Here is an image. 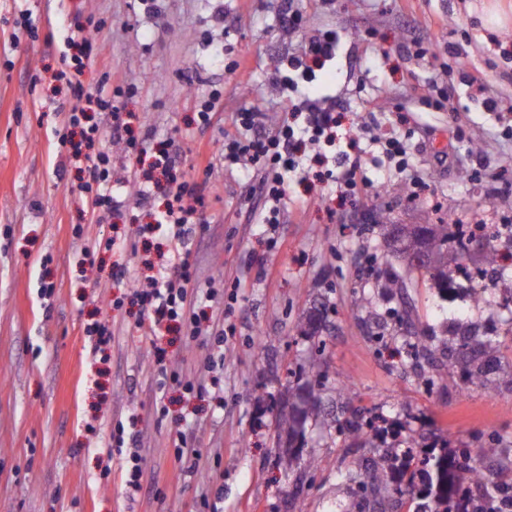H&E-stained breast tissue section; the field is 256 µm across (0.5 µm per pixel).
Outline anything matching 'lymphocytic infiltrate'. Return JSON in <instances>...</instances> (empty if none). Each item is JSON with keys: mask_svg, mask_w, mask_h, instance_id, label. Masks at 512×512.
Returning <instances> with one entry per match:
<instances>
[{"mask_svg": "<svg viewBox=\"0 0 512 512\" xmlns=\"http://www.w3.org/2000/svg\"><path fill=\"white\" fill-rule=\"evenodd\" d=\"M340 42L335 34L326 32L311 37L303 56L294 58L289 66L302 78L312 76L313 67L324 66L336 58ZM84 62L79 52L63 59L57 72L58 80L66 82L75 100L67 112L62 113L61 122L67 133L61 138L62 146L68 148L76 163L85 165L88 178L79 190L88 194L93 211H116L121 200L113 196L107 185L109 157L98 148L97 127H83L90 108L111 112L114 131L126 130L117 101L104 92H93L84 88L80 76ZM170 143H162L154 149L153 168L161 169L166 178V191L162 207L153 221L143 225L146 234H162L167 240V250L162 253L163 270L159 275H148L136 279L132 295L143 310L151 330L169 327L181 321L189 325L193 335H200L202 327L191 305L190 285L195 277L191 261L188 232L191 225L201 223L205 197L201 185L187 173L175 170L170 153ZM297 151L295 132L283 126L274 130L265 128L260 115L245 108L235 112L231 130L224 133L225 166L248 160L254 170L259 197L262 201L260 216L263 223H278L288 195V174L295 168Z\"/></svg>", "mask_w": 512, "mask_h": 512, "instance_id": "obj_1", "label": "lymphocytic infiltrate"}]
</instances>
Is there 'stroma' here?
Instances as JSON below:
<instances>
[{"instance_id": "1", "label": "stroma", "mask_w": 512, "mask_h": 512, "mask_svg": "<svg viewBox=\"0 0 512 512\" xmlns=\"http://www.w3.org/2000/svg\"><path fill=\"white\" fill-rule=\"evenodd\" d=\"M284 0H0V512H415L410 487L370 494L349 475L390 464L354 425L387 428L388 445L415 438L420 454L488 449L489 469L512 468V279L475 299L468 286L440 297L427 276L406 273L384 242L391 224L512 226V0H295L304 16L282 27ZM223 24H216V17ZM91 30L84 86L121 91L131 136L152 148L175 143L180 168L203 185L205 221L189 235L195 310L207 331L154 335L129 296L166 247L144 240L145 211L93 215L80 172L59 144L56 113L70 92L53 90L67 38ZM341 39L334 63L283 96L271 76L312 36ZM481 72L485 92L469 83ZM450 82L442 107H425L411 82ZM221 90L209 124L200 98ZM336 98L334 145H306L338 170L360 136L367 192L344 197L337 182L297 170L276 226L258 223L252 167L214 164L243 108L267 127L292 121L296 99ZM120 198L139 184L112 116L94 115ZM408 147L399 172L377 143ZM115 239L117 250L96 252ZM411 308L414 328L400 322ZM104 321L103 350L86 324ZM495 337L492 387L438 355L412 369V329L455 339L450 328ZM166 364L194 384L163 379ZM321 396L305 445L278 444V423L300 388ZM145 466L140 491L120 471L125 441ZM184 449L188 462L177 460Z\"/></svg>"}]
</instances>
